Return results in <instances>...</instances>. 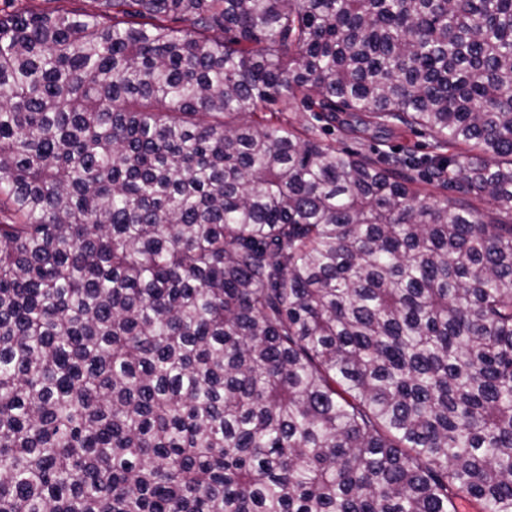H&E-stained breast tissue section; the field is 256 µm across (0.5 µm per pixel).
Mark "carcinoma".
Instances as JSON below:
<instances>
[{
  "label": "carcinoma",
  "mask_w": 512,
  "mask_h": 512,
  "mask_svg": "<svg viewBox=\"0 0 512 512\" xmlns=\"http://www.w3.org/2000/svg\"><path fill=\"white\" fill-rule=\"evenodd\" d=\"M18 2L0 512H512V0ZM30 4L44 12L57 10L92 12L97 9V3L91 0H33ZM322 140L325 142L335 143L336 146L345 147L351 151H359L366 154L375 156L371 146L388 150L386 144L391 146L397 151H414L416 154L421 155L426 152V144L428 139L423 135L413 133L410 131H395L390 134H379V137L372 138L371 134L365 135L362 139L349 136L340 130L338 127L330 126L329 131L322 132Z\"/></svg>",
  "instance_id": "obj_1"
}]
</instances>
